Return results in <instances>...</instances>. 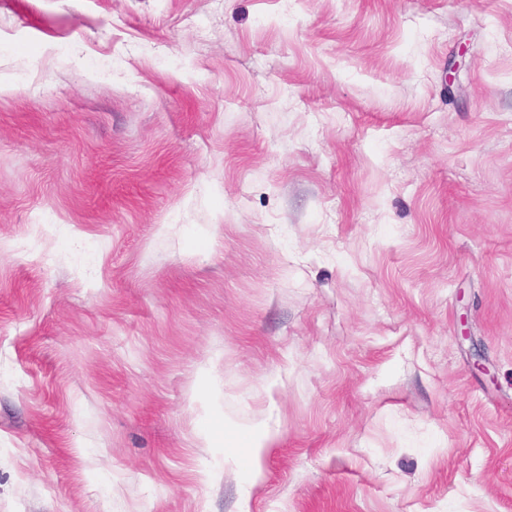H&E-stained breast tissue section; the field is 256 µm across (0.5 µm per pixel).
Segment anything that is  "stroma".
Wrapping results in <instances>:
<instances>
[{"instance_id": "1", "label": "stroma", "mask_w": 512, "mask_h": 512, "mask_svg": "<svg viewBox=\"0 0 512 512\" xmlns=\"http://www.w3.org/2000/svg\"><path fill=\"white\" fill-rule=\"evenodd\" d=\"M0 512H512V0H0ZM269 438L268 429L258 434L238 429L224 421V454L227 457L242 461L248 459L255 466Z\"/></svg>"}]
</instances>
